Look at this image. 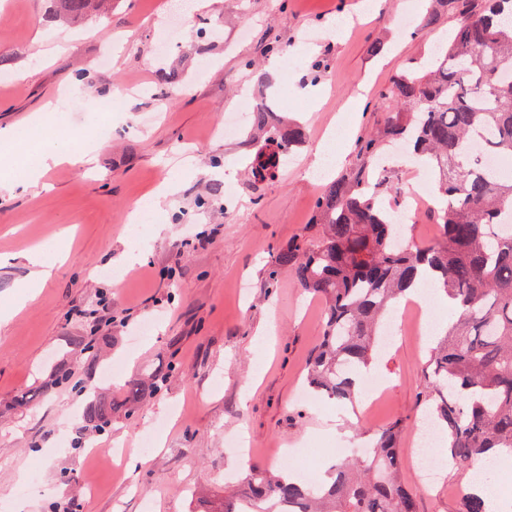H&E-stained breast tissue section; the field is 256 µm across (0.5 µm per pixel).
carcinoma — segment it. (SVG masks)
I'll use <instances>...</instances> for the list:
<instances>
[{
    "label": "carcinoma",
    "mask_w": 512,
    "mask_h": 512,
    "mask_svg": "<svg viewBox=\"0 0 512 512\" xmlns=\"http://www.w3.org/2000/svg\"><path fill=\"white\" fill-rule=\"evenodd\" d=\"M70 15L96 0H57ZM455 10L454 27L427 66L395 75L392 106L358 142L362 164L329 182L315 202L316 234L281 249L277 269L325 302L322 338L306 382L338 403L360 394L359 376L380 353L383 328L405 293L429 281L455 311L424 368V412L443 433L448 457L469 468L493 448L512 453V181L485 157L512 159V0H437ZM253 125L268 130L269 148L250 175L272 176L285 153L305 141L299 126L277 123L265 105ZM401 144L429 169L438 203L437 237L410 247L396 238L388 207L401 188L377 169L379 152ZM57 381L85 388L66 362ZM164 368L128 384L125 402L161 390ZM119 404L95 403L86 426L110 424ZM403 421L364 435L368 450L336 457L328 479L249 472L217 512H419L416 493L400 479ZM482 490L460 495L458 512H488Z\"/></svg>",
    "instance_id": "carcinoma-1"
}]
</instances>
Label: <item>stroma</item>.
<instances>
[{
  "instance_id": "obj_1",
  "label": "stroma",
  "mask_w": 512,
  "mask_h": 512,
  "mask_svg": "<svg viewBox=\"0 0 512 512\" xmlns=\"http://www.w3.org/2000/svg\"><path fill=\"white\" fill-rule=\"evenodd\" d=\"M173 0H110L100 14L71 19L52 0L0 6V128L60 129L32 144L0 141V160L24 180L47 141L92 152L93 164L44 172L39 192L0 194V309L11 307L41 246L55 266L37 298L0 325V512H212L225 481L250 470L296 468L303 448L355 453L358 436L406 422L399 448L420 512H457L464 471L439 466L421 485L415 464L423 367L437 334L416 335L413 312L375 362L382 393L371 404L299 401L307 360L322 335L323 304L285 271L276 253L308 234L327 178L307 174L322 134L340 154L330 177L356 166L357 140L389 106L394 75L423 67L454 25L440 8L421 29L428 0H387L361 18L355 0H213L172 29ZM270 44L286 46L289 79ZM327 69L313 76L310 64ZM174 83H162V74ZM288 92L283 116L300 124L299 163L255 186L243 169L264 144L251 129L224 133V116L245 98ZM168 206L133 216V204L167 176ZM144 253L140 262L129 261ZM148 336H131L145 322ZM104 339L101 359L79 365V340ZM107 401L129 380L171 372L163 390L86 427L89 398L53 382L54 362ZM39 391L32 405L17 395ZM159 442L137 469L110 466L104 451L137 450L144 430Z\"/></svg>"
}]
</instances>
